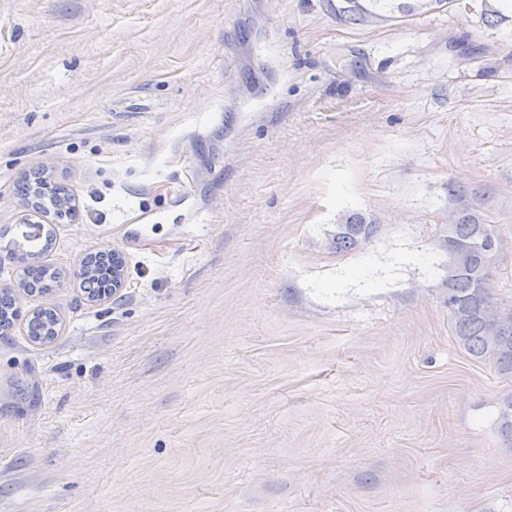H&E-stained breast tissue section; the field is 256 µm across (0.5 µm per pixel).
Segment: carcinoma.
Segmentation results:
<instances>
[{
    "instance_id": "cac0c4a2",
    "label": "carcinoma",
    "mask_w": 512,
    "mask_h": 512,
    "mask_svg": "<svg viewBox=\"0 0 512 512\" xmlns=\"http://www.w3.org/2000/svg\"><path fill=\"white\" fill-rule=\"evenodd\" d=\"M454 0H325L326 11L344 24L369 26L414 16L423 10L449 8ZM485 22L497 25L508 19L500 8L501 0H481ZM27 183L34 186L31 198L52 207L60 223L74 220L78 211L70 190L52 180L48 171L38 168L29 172ZM477 199V207H466L450 214L451 224L444 242L448 245V265L461 264L457 274L448 281V311L451 331L461 349L472 358L487 361L504 379L512 380V304H505L492 293V269L481 251H474L470 244L488 239H498L496 225L488 215V192L469 189L454 181L448 183V197ZM373 230V221L361 212L347 213L336 224L332 245L338 252L353 249ZM17 262L22 265L24 277L52 288L59 282V273L49 265H26L21 254ZM80 278L86 285H94L90 298L102 296V289L112 287V274L103 271L87 260ZM41 334L56 336L60 319L43 310L34 317ZM498 431L502 438L512 443V392L505 395L499 413Z\"/></svg>"
}]
</instances>
